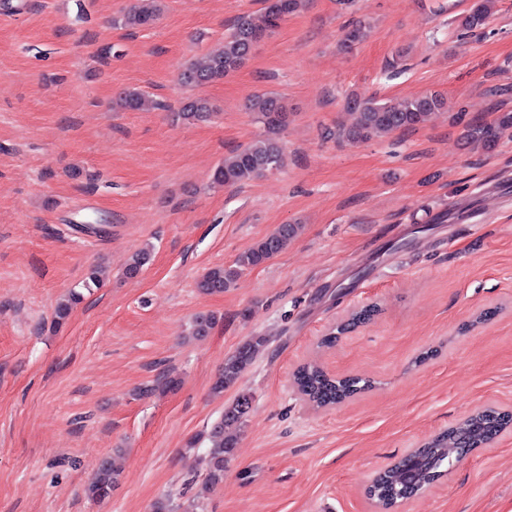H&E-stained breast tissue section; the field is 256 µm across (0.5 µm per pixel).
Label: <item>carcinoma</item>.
<instances>
[{
  "label": "carcinoma",
  "mask_w": 512,
  "mask_h": 512,
  "mask_svg": "<svg viewBox=\"0 0 512 512\" xmlns=\"http://www.w3.org/2000/svg\"><path fill=\"white\" fill-rule=\"evenodd\" d=\"M498 2L499 0H477L473 7L457 16L458 28L466 32L484 28L497 11ZM265 3L262 20L258 21L249 14L238 16L231 32L224 39V45L192 62L181 74V82L185 85L199 86L222 79L237 70L248 59L257 37L273 31L285 17L303 9L307 0H265ZM158 11L156 0H138L137 5L115 19V24L125 28L144 27L156 19ZM146 103L147 99L141 92L126 90L119 94L113 105L121 111H135L143 108ZM447 106V98L435 92L399 103L374 97H352L348 99L347 107L355 114V123L351 128L341 130L340 135L351 141H367L387 136L400 129L414 128L422 123L426 116ZM248 109L253 112L257 122L263 125L265 134L242 149L225 156L224 161L212 174L215 184L233 186L276 170L281 165L282 147L279 135L287 123L284 104L279 97L264 93L255 96L249 102ZM212 114V105L202 97L190 99L179 112L180 118L187 123L206 121ZM509 128H512V113L505 112L499 116L494 126L466 127L465 138L472 142H491L498 137L500 131ZM295 235V225H279L274 232L259 239L248 250L239 254L233 264L207 269L199 279L197 287L205 294L224 292L243 273L269 262L285 251ZM150 256L149 246L130 254L124 262L125 275L129 278L136 277ZM80 300L81 293L73 291L67 298L58 302L54 309V322L63 323ZM215 322L216 317L212 314L196 316L189 336L198 339L208 335ZM264 344L265 338L254 336L227 356L224 359V366L213 382L212 392L222 394L234 387ZM295 384L300 394L317 407L335 405L362 390L359 380L333 378L315 362L298 369ZM177 386L176 379L163 376L155 380V385L141 389L139 395L151 394L157 390L165 393ZM252 400L250 393L238 392L233 401L224 407V414L219 421L187 442L189 449L195 448L201 441L208 443L206 487L214 489L224 484V470L238 448L240 432L247 421ZM511 425L512 417L491 409L467 421L465 430L470 438L484 442L496 437ZM459 448V435L453 431H446L416 449V452L427 460L422 482L427 484L443 475L441 466L454 458H459ZM119 477L120 472L114 468L112 459L104 460L86 487L88 498L104 500L110 497L119 482ZM404 489L405 474L400 465L396 464L374 479L368 488V495L384 508L386 500Z\"/></svg>",
  "instance_id": "carcinoma-1"
}]
</instances>
